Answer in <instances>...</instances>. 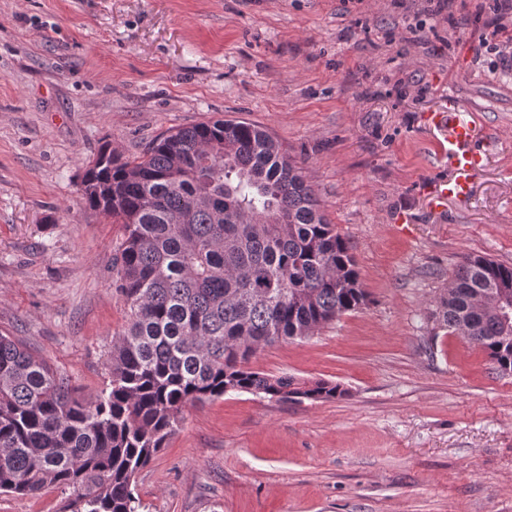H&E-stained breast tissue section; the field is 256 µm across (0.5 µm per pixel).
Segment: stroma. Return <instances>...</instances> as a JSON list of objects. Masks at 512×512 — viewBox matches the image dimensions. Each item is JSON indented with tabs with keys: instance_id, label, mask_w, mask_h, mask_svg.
Instances as JSON below:
<instances>
[{
	"instance_id": "obj_1",
	"label": "stroma",
	"mask_w": 512,
	"mask_h": 512,
	"mask_svg": "<svg viewBox=\"0 0 512 512\" xmlns=\"http://www.w3.org/2000/svg\"><path fill=\"white\" fill-rule=\"evenodd\" d=\"M0 0V332L89 401L130 309L112 284L123 225L85 208L102 144L134 160L168 130L267 129L348 242L369 303L255 369L343 385L186 406L136 477L141 512H512V373L436 310L464 257L512 264V69L476 56L490 0ZM465 104L497 149L472 198L429 209L449 174L426 115ZM412 218L407 230L396 212ZM68 494H0L64 512Z\"/></svg>"
}]
</instances>
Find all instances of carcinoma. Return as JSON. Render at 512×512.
Masks as SVG:
<instances>
[{"label":"carcinoma","instance_id":"1","mask_svg":"<svg viewBox=\"0 0 512 512\" xmlns=\"http://www.w3.org/2000/svg\"><path fill=\"white\" fill-rule=\"evenodd\" d=\"M85 206L125 226L112 258L130 321L112 342L109 391L88 403L13 336L0 334V493H72L68 512H139L136 475L183 408L242 391L331 400L253 369L281 339H308L366 305L355 260L303 168L263 127L218 119L161 135L139 160L108 146L82 179ZM512 265L468 256L437 300L443 324L512 372Z\"/></svg>","mask_w":512,"mask_h":512}]
</instances>
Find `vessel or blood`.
I'll return each instance as SVG.
<instances>
[{
	"label": "vessel or blood",
	"mask_w": 512,
	"mask_h": 512,
	"mask_svg": "<svg viewBox=\"0 0 512 512\" xmlns=\"http://www.w3.org/2000/svg\"><path fill=\"white\" fill-rule=\"evenodd\" d=\"M431 120L448 129L444 153L451 173L427 189L432 207L439 210L448 201L463 203L470 198L474 181L486 165L487 152L480 148V131L463 104L449 103L447 112L432 114Z\"/></svg>",
	"instance_id": "vessel-or-blood-1"
}]
</instances>
